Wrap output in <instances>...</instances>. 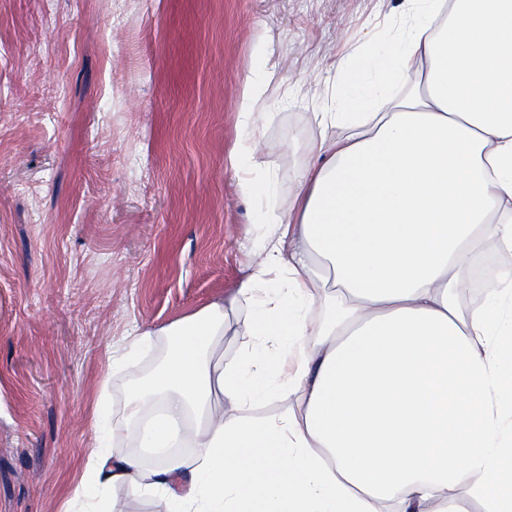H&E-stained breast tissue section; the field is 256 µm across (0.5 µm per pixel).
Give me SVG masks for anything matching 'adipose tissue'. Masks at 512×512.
I'll use <instances>...</instances> for the list:
<instances>
[{
	"instance_id": "adipose-tissue-1",
	"label": "adipose tissue",
	"mask_w": 512,
	"mask_h": 512,
	"mask_svg": "<svg viewBox=\"0 0 512 512\" xmlns=\"http://www.w3.org/2000/svg\"><path fill=\"white\" fill-rule=\"evenodd\" d=\"M406 3L402 33L337 61L336 103L366 116L321 113L310 151L324 162L266 220L236 296L162 328L167 355L125 405L160 465L97 416L77 494L133 482L160 512H462L465 491L512 512V266L482 304L456 300L480 252L512 253V0ZM413 72L424 95L397 94ZM260 96L245 82L250 169ZM244 301L239 354L218 361ZM226 312L228 313V317L226 319L225 324V334L224 339L219 340L217 344L216 351L219 354H224V361L232 359L236 356L238 352V343L235 339V336H232V327L237 318H243L246 314L245 307L235 308L233 311L230 308H227Z\"/></svg>"
}]
</instances>
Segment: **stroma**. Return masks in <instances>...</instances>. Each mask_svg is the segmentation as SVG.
Here are the masks:
<instances>
[{
    "mask_svg": "<svg viewBox=\"0 0 512 512\" xmlns=\"http://www.w3.org/2000/svg\"><path fill=\"white\" fill-rule=\"evenodd\" d=\"M403 0H0V512H84L103 400L162 327L236 295L260 225L314 162L334 65L388 42ZM258 153L235 161L244 80ZM255 190L242 194L240 179ZM151 348L106 373L135 328Z\"/></svg>",
    "mask_w": 512,
    "mask_h": 512,
    "instance_id": "stroma-1",
    "label": "stroma"
}]
</instances>
